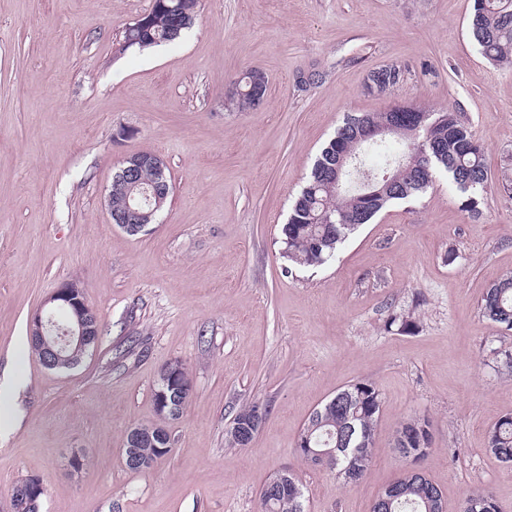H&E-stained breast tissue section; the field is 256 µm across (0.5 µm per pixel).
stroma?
I'll use <instances>...</instances> for the list:
<instances>
[{
	"label": "stroma",
	"mask_w": 512,
	"mask_h": 512,
	"mask_svg": "<svg viewBox=\"0 0 512 512\" xmlns=\"http://www.w3.org/2000/svg\"><path fill=\"white\" fill-rule=\"evenodd\" d=\"M473 0H201L196 25L152 51L123 49L151 0H0V512L40 479V512H262L260 491L294 473L303 512H371L406 464L399 426L427 419L418 469L461 512L474 492L512 512V465L487 433L512 414L503 366L512 331L481 297L512 272V64L489 63L468 27ZM404 85L367 89L381 67ZM248 70L263 102L230 99ZM396 103L461 112L484 148L492 194L480 218L447 177L363 225L317 268L283 258L281 229L347 113ZM161 157L171 194L131 236L106 189L133 153ZM73 282L102 326L75 368H46L29 322ZM412 317L410 333L387 330ZM179 360L193 396L167 422L172 452L149 470L123 459L130 427L158 422L160 370ZM368 380L383 406L372 465L344 485L296 451L312 412ZM267 406L247 447L228 431ZM80 453L84 464L71 471Z\"/></svg>",
	"instance_id": "35a3bbf8"
}]
</instances>
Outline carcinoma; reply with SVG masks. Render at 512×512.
<instances>
[{
    "mask_svg": "<svg viewBox=\"0 0 512 512\" xmlns=\"http://www.w3.org/2000/svg\"><path fill=\"white\" fill-rule=\"evenodd\" d=\"M200 0H158L145 15L147 30L136 44L137 49L169 45L189 30L199 13ZM469 29L482 55L498 64L512 63V0H474ZM257 75L251 70L237 80L233 102L241 108L258 105L248 79ZM416 111L429 116L426 126L417 127L407 119L395 135L398 150L392 164L382 169L368 170L362 163L365 150L387 147L388 140L354 144V128L385 119L382 112L346 116L336 136L322 149L311 173L295 199L282 227L284 257L303 268L324 265L336 256L340 246L357 229L369 223L382 209L394 202L418 197L437 174L444 172L459 194L460 206L473 218L483 214L488 193V173L484 164V148L472 134L461 114L450 109ZM356 147L345 168L341 188L331 184L329 173L336 165V144ZM429 155L427 170L412 172L405 169L408 157L417 146ZM158 171L146 166L136 180L112 188V210L127 215L132 207L140 213L155 211L156 220L167 205L169 194L148 203L142 190L155 180ZM479 311L482 317L512 331V273L503 276L483 294ZM382 399L374 384L361 380L338 391L317 408L300 431L309 435L311 449L328 456V469L334 470L344 482L352 484L362 479L372 462L371 448ZM432 447L429 423L424 419H409L397 429L394 448H404L415 460L428 455ZM487 447L501 461L512 463V415L501 417L489 430ZM440 489L425 475L405 470L394 483V498L374 504L372 512H434ZM263 512H303L301 496L288 491L271 496L262 488ZM463 512H498L488 493L466 497Z\"/></svg>",
    "mask_w": 512,
    "mask_h": 512,
    "instance_id": "cac0c4a2",
    "label": "carcinoma"
}]
</instances>
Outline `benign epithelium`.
<instances>
[{
  "instance_id": "7a95c632",
  "label": "benign epithelium",
  "mask_w": 512,
  "mask_h": 512,
  "mask_svg": "<svg viewBox=\"0 0 512 512\" xmlns=\"http://www.w3.org/2000/svg\"><path fill=\"white\" fill-rule=\"evenodd\" d=\"M408 108L402 104L387 110L386 122L381 127L369 124L358 130V139L372 141L394 131L406 118ZM163 168L161 159L153 154L148 157L134 154L122 160L123 167L119 175L131 179L144 164ZM88 304L71 287L70 283L62 284L44 302L43 307L32 318L30 336L45 350L43 364L54 368L60 366L74 367L77 362L68 355L71 348H87L94 344V337L99 335L97 319L85 315ZM180 365L173 361L161 371L158 380L157 402L162 418H173L178 414L180 404L189 400L193 388L179 380ZM266 409L259 405L251 414L235 424L231 434L240 441L253 440L258 428L265 419ZM170 436L164 428L131 427L125 437L123 454L127 468L148 470L152 467L151 460L141 454V449L149 446L162 452L169 447Z\"/></svg>"
}]
</instances>
